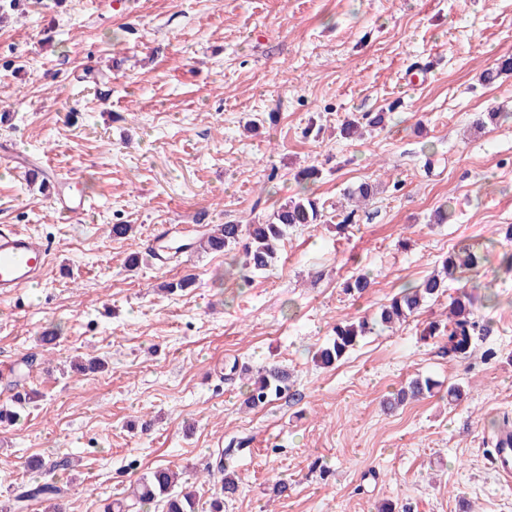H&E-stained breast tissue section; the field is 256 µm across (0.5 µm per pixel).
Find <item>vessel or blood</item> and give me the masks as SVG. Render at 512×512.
Returning a JSON list of instances; mask_svg holds the SVG:
<instances>
[{
  "label": "vessel or blood",
  "instance_id": "vessel-or-blood-1",
  "mask_svg": "<svg viewBox=\"0 0 512 512\" xmlns=\"http://www.w3.org/2000/svg\"><path fill=\"white\" fill-rule=\"evenodd\" d=\"M50 257L46 244L22 230L0 233V296L13 297L39 277ZM493 438L494 465L504 478L512 477V428L497 429Z\"/></svg>",
  "mask_w": 512,
  "mask_h": 512
}]
</instances>
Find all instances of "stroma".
<instances>
[{
	"instance_id": "stroma-1",
	"label": "stroma",
	"mask_w": 512,
	"mask_h": 512,
	"mask_svg": "<svg viewBox=\"0 0 512 512\" xmlns=\"http://www.w3.org/2000/svg\"><path fill=\"white\" fill-rule=\"evenodd\" d=\"M1 53L0 228L52 254L39 284L0 298V404L18 385L40 394L0 427V507L38 480L36 458L65 512H104L160 464L210 512L224 455L242 479L224 512H376L384 500L512 512V483L492 465V431L512 424V73L480 79L512 55V0H26L0 22ZM382 111V128L340 137L345 120ZM489 111L497 121L477 128ZM311 165L327 218L288 230L251 287L238 285L236 249L165 266L146 256L161 230L264 222ZM32 168L75 179L91 209L63 214ZM364 181L372 198L337 234L345 193ZM113 224L133 231L112 238ZM464 245L478 274L317 365L337 319L374 315ZM359 273L372 288L347 294ZM185 275L194 288L164 291ZM463 290L487 330L461 359L420 332ZM95 356L104 369L80 371ZM235 363L285 366L291 397L245 408ZM417 376L466 394L384 413L383 397Z\"/></svg>"
}]
</instances>
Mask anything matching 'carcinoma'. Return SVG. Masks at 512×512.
<instances>
[{
  "label": "carcinoma",
  "instance_id": "1",
  "mask_svg": "<svg viewBox=\"0 0 512 512\" xmlns=\"http://www.w3.org/2000/svg\"><path fill=\"white\" fill-rule=\"evenodd\" d=\"M385 113L373 115L365 113L342 123L340 132L344 137H352L362 130H371L383 125ZM323 217V206L317 199L302 193L280 205L262 224H224L216 231L197 240V248L211 252H226L241 247L244 260L239 270L240 287L248 288L251 277L267 269L276 258L279 245L288 232L296 225L318 224ZM481 258L463 250L452 252L441 261V270L427 276L420 284L405 286L388 303L377 311L374 320L366 317L357 320L341 319L333 327V338L317 353L318 361L329 367L338 363L346 353L364 337L374 332L376 325L387 328L405 322L416 314L429 300H438L445 295L448 281L455 277L458 270L466 268L478 270ZM372 281L365 274L353 276L344 282V290L349 294H364ZM471 294L461 292L450 297L448 316L444 320L429 322L426 335L442 336L448 353L464 358L469 352L472 336L483 331L474 319ZM239 369V377L245 381V404L250 409L264 407L280 398L288 391L289 373L272 365L256 372L250 367L232 365ZM438 383L430 377H415L406 386L382 401L386 412H393L408 401H419L431 395ZM27 405V398L16 395L9 405H0V425L9 426L19 419V409ZM218 471L224 472L220 491L211 501V512H222L224 499L233 498L239 491V476L220 465ZM61 487L52 482L37 483L22 490L15 499V508H23V502L42 500L51 503V512H59L62 498ZM195 490L178 486V473L169 466H158L140 478V483L132 488L128 498L135 512L154 502L163 503V512H194Z\"/></svg>",
  "mask_w": 512,
  "mask_h": 512
}]
</instances>
